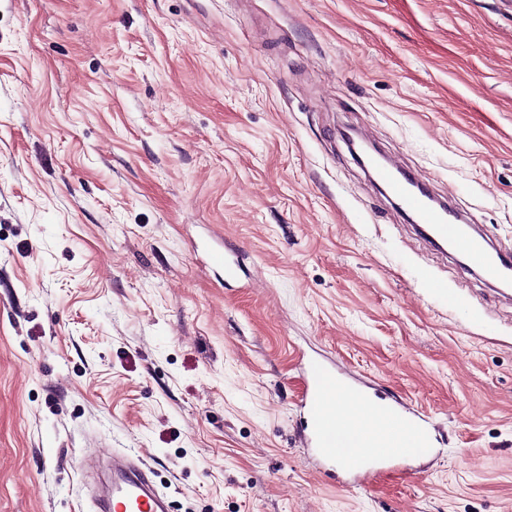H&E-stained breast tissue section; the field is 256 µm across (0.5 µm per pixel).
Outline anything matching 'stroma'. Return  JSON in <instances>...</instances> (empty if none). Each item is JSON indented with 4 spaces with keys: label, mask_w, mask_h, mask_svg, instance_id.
I'll use <instances>...</instances> for the list:
<instances>
[{
    "label": "stroma",
    "mask_w": 512,
    "mask_h": 512,
    "mask_svg": "<svg viewBox=\"0 0 512 512\" xmlns=\"http://www.w3.org/2000/svg\"><path fill=\"white\" fill-rule=\"evenodd\" d=\"M353 127L512 250V0H0V512H85L115 450L171 512H512V292ZM302 352L433 452L318 475ZM399 168L401 167L398 164L390 161L375 166L373 178L381 186L384 194L394 202L395 199L399 201V206L406 214L411 213L418 223L424 224V230L431 241L460 248L468 267L485 282L497 287L505 280V261L510 257L494 246L490 239L476 225L471 224L472 221L455 206L444 201L447 210L438 208L428 197L413 190L399 176ZM470 230L476 235H472Z\"/></svg>",
    "instance_id": "35a3bbf8"
}]
</instances>
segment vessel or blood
<instances>
[{
    "label": "vessel or blood",
    "mask_w": 512,
    "mask_h": 512,
    "mask_svg": "<svg viewBox=\"0 0 512 512\" xmlns=\"http://www.w3.org/2000/svg\"><path fill=\"white\" fill-rule=\"evenodd\" d=\"M393 162L376 165L373 178L384 194L398 201L401 209L424 224L428 238L438 244L461 249L468 267L490 285L506 277V256L484 233H472V224L455 206L441 209L423 194L413 190L398 174ZM301 388L298 405L306 412L302 445L319 462L321 470L340 472L342 490L377 479L387 469V456H373L362 448L339 450L336 440L351 436L350 428L324 425L326 408L336 385H344L356 400L371 396L365 383L326 360L311 359L300 367ZM93 512H169L166 494L151 477V469L138 455L124 451L112 453V484L106 493L91 502Z\"/></svg>",
    "instance_id": "b4317fda"
}]
</instances>
